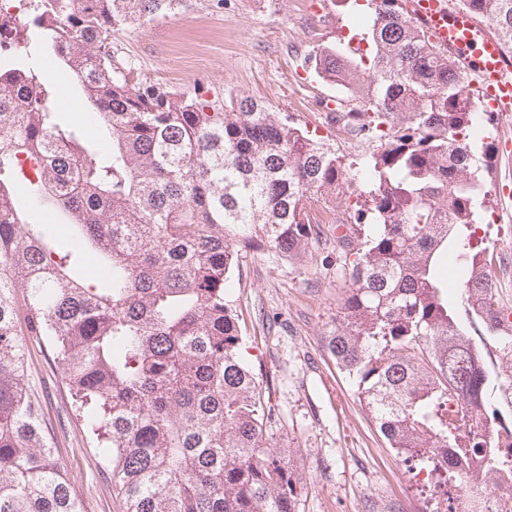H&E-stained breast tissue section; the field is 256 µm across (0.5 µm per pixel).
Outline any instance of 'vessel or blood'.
Segmentation results:
<instances>
[{
    "label": "vessel or blood",
    "mask_w": 512,
    "mask_h": 512,
    "mask_svg": "<svg viewBox=\"0 0 512 512\" xmlns=\"http://www.w3.org/2000/svg\"><path fill=\"white\" fill-rule=\"evenodd\" d=\"M405 10L432 41L467 62L479 79L482 99L495 102L504 119L503 147L512 146V59L498 36L449 0H407Z\"/></svg>",
    "instance_id": "b4317fda"
}]
</instances>
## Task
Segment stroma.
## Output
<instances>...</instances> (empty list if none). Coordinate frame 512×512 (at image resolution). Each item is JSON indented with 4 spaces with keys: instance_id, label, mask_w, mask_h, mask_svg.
Here are the masks:
<instances>
[{
    "instance_id": "stroma-1",
    "label": "stroma",
    "mask_w": 512,
    "mask_h": 512,
    "mask_svg": "<svg viewBox=\"0 0 512 512\" xmlns=\"http://www.w3.org/2000/svg\"><path fill=\"white\" fill-rule=\"evenodd\" d=\"M351 15L340 0H187L176 14L115 32L112 43L135 79L178 94L203 84L221 96L261 100L354 169L374 143L334 124L321 102L335 87L302 74L312 49L348 35ZM488 188L499 221L477 234L489 248L498 302L512 307V157L496 154ZM314 210L321 240L292 258L243 251L230 293L248 364L271 387L272 443L287 451L297 512H428L421 477L388 447L359 404L353 377L323 346L350 287L337 228L353 227L354 210L343 197ZM25 345L30 389L81 512H122L47 343L30 336Z\"/></svg>"
}]
</instances>
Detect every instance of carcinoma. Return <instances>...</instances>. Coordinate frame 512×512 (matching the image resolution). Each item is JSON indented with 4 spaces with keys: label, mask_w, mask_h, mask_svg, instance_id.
I'll return each instance as SVG.
<instances>
[{
    "label": "carcinoma",
    "mask_w": 512,
    "mask_h": 512,
    "mask_svg": "<svg viewBox=\"0 0 512 512\" xmlns=\"http://www.w3.org/2000/svg\"><path fill=\"white\" fill-rule=\"evenodd\" d=\"M184 0H37L0 14L25 43L0 55V512H80L26 378L24 332L43 338L112 469L125 512H296L270 396L243 357L228 295L239 252L290 257L322 233L312 203L356 178L364 240L325 348L389 447L439 493L433 512H512V333L497 331L488 209L497 146L471 72L402 0H368L360 33L307 56L364 108L336 124L377 143L350 174L262 102L133 81L112 36ZM512 52V0H460ZM366 43L353 47L352 39ZM55 60L96 111L94 137L51 108ZM96 283L81 276L87 263ZM23 298H18V289ZM456 467H448V450ZM469 484L466 501L459 490Z\"/></svg>",
    "instance_id": "obj_1"
}]
</instances>
